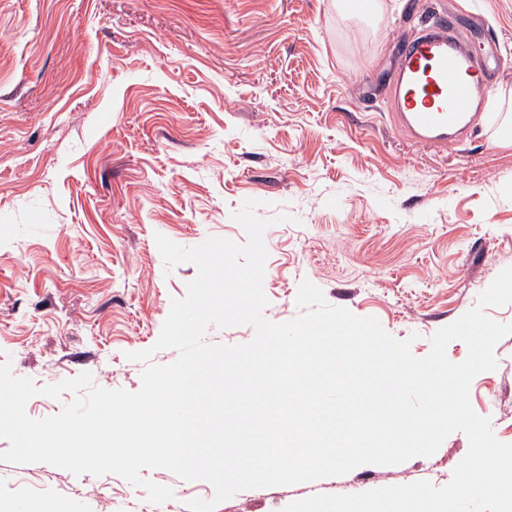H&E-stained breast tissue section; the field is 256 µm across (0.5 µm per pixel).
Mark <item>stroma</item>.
Here are the masks:
<instances>
[{
	"label": "stroma",
	"mask_w": 512,
	"mask_h": 512,
	"mask_svg": "<svg viewBox=\"0 0 512 512\" xmlns=\"http://www.w3.org/2000/svg\"><path fill=\"white\" fill-rule=\"evenodd\" d=\"M377 3L367 21L338 0H0V363L39 386L88 372L138 391L127 353L153 348L197 275L166 269L155 234L245 242L233 215L248 199L271 222L267 320L301 315L307 280L426 356L512 266V136L481 118L456 145L407 139L388 96L396 43L452 11L499 59L486 112L512 110V0ZM495 355L470 402L512 443V335ZM468 447L458 431L432 456L244 490L216 512H283L358 483L440 487ZM143 476L173 490L176 512L215 495L165 469ZM33 495L53 512H147L119 476L0 461L10 512Z\"/></svg>",
	"instance_id": "obj_1"
}]
</instances>
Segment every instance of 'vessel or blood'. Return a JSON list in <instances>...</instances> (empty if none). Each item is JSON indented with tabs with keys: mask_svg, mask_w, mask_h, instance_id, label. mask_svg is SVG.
<instances>
[{
	"mask_svg": "<svg viewBox=\"0 0 512 512\" xmlns=\"http://www.w3.org/2000/svg\"><path fill=\"white\" fill-rule=\"evenodd\" d=\"M407 41L390 90L400 131L415 143L443 147L458 142L478 115L496 70L474 52L454 20L432 16Z\"/></svg>",
	"mask_w": 512,
	"mask_h": 512,
	"instance_id": "vessel-or-blood-1",
	"label": "vessel or blood"
}]
</instances>
